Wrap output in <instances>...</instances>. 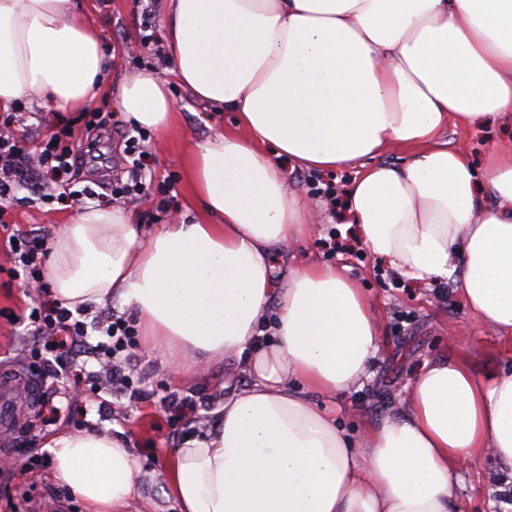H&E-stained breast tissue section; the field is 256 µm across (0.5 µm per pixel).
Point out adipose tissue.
Instances as JSON below:
<instances>
[{
    "instance_id": "ef3b65f1",
    "label": "adipose tissue",
    "mask_w": 512,
    "mask_h": 512,
    "mask_svg": "<svg viewBox=\"0 0 512 512\" xmlns=\"http://www.w3.org/2000/svg\"><path fill=\"white\" fill-rule=\"evenodd\" d=\"M162 9L179 82L236 117L191 161L203 219L150 231L120 206L79 209L47 275L67 307L119 299L146 351L180 375L200 357L244 359L248 385L172 450L168 497L179 512H462L463 468L490 455L512 477V368L482 378L464 353L425 361L394 411L350 440L329 403L369 378L378 321L336 267L275 277L273 254L311 231L278 160L356 168L346 207L371 254L407 278L454 282L512 339V151L479 168L444 136L512 116V0ZM107 66L74 0H0V109L33 95L89 108ZM117 103L137 126H176L155 71L130 78ZM395 145L403 165L375 163ZM269 329L274 345L258 348ZM52 446L58 478L91 512H131L140 470L125 442L64 430Z\"/></svg>"
}]
</instances>
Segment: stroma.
Here are the masks:
<instances>
[{"label": "stroma", "mask_w": 512, "mask_h": 512, "mask_svg": "<svg viewBox=\"0 0 512 512\" xmlns=\"http://www.w3.org/2000/svg\"><path fill=\"white\" fill-rule=\"evenodd\" d=\"M90 23L100 31L102 47L111 65L105 84L97 92L93 110L104 113L106 124L84 129L74 112L25 102L29 116L18 126L17 136L28 151H36L42 138L62 125H72L79 145V160L69 183L36 181L15 192L0 211V370L15 374L18 384L28 385L34 396L24 420L11 429L0 430V458L10 467L0 468V512H43L52 505L55 512H87L85 503L54 476V455L50 439L63 428L92 429L120 436L129 445L144 478L137 488V512H178L173 500L162 495L166 464L192 427L212 418L224 403V387H245L247 377L236 359L214 360L201 365L188 381L177 380L160 357L147 354L141 334H134L126 351V374L133 393H120L103 383L73 395L69 381H58L61 393L53 406L40 401V383L28 380L24 362L25 345L31 330L28 319L33 304H52V288L37 291L25 287L22 268L6 244L8 235L27 236L37 232L50 239L80 209L70 189L92 187L91 206L116 202L115 185L143 182L147 186L138 204V220L154 229L170 223L172 214L196 222L199 212L190 208L191 188L188 163L197 145L211 136L233 128L235 115L206 106L192 97L168 72L167 61L155 49H138L142 11H149L155 37H162L161 0H78ZM150 69L165 79L177 112V126L160 133L144 129L140 145L148 155L147 167L132 172L124 154L123 133L129 124L117 105L122 84L132 75ZM452 146L465 150L476 166H483L496 151L512 150V124L494 121L477 129L453 128L448 132ZM280 167L289 190L300 194L312 207V235L290 241L273 263L319 262L340 268L358 282L374 304L380 323L378 351L370 364L372 376L363 386L336 398L339 424L350 435H358L364 422L379 421L397 406L425 360L469 353L479 374L486 375L512 364V344L495 331L479 324L450 282L423 285L401 277L387 263L377 260L362 243L357 225L347 223L346 192L355 172L351 169L318 171L281 159ZM52 194L44 204L43 194ZM348 241L354 255H332L324 240ZM188 396L199 404L197 415L176 419L159 406V397ZM42 456L43 466H29L31 455ZM460 501L464 512H512V494L500 490L503 475L493 460L486 459L463 470Z\"/></svg>", "instance_id": "obj_1"}]
</instances>
